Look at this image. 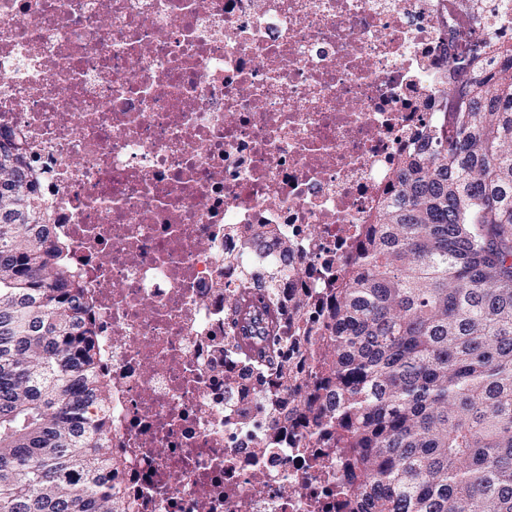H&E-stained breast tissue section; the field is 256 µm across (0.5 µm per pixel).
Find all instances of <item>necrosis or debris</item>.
Wrapping results in <instances>:
<instances>
[{
  "instance_id": "necrosis-or-debris-1",
  "label": "necrosis or debris",
  "mask_w": 512,
  "mask_h": 512,
  "mask_svg": "<svg viewBox=\"0 0 512 512\" xmlns=\"http://www.w3.org/2000/svg\"><path fill=\"white\" fill-rule=\"evenodd\" d=\"M493 38L512 0H0V132L91 299L132 512H344L308 339ZM275 276L284 380L231 338Z\"/></svg>"
}]
</instances>
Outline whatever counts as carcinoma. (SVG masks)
I'll return each instance as SVG.
<instances>
[{
    "instance_id": "1",
    "label": "carcinoma",
    "mask_w": 512,
    "mask_h": 512,
    "mask_svg": "<svg viewBox=\"0 0 512 512\" xmlns=\"http://www.w3.org/2000/svg\"><path fill=\"white\" fill-rule=\"evenodd\" d=\"M490 48L496 67L443 89L448 129L402 159L313 340L305 406L335 402L349 512H512V42ZM67 252L1 137L0 512H132ZM246 358L288 377L266 347Z\"/></svg>"
}]
</instances>
